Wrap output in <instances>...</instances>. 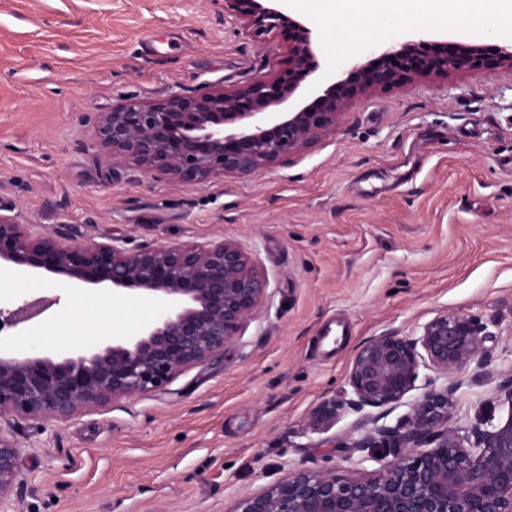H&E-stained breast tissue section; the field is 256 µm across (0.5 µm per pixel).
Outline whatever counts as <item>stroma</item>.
Here are the masks:
<instances>
[{
	"instance_id": "1",
	"label": "stroma",
	"mask_w": 512,
	"mask_h": 512,
	"mask_svg": "<svg viewBox=\"0 0 512 512\" xmlns=\"http://www.w3.org/2000/svg\"><path fill=\"white\" fill-rule=\"evenodd\" d=\"M317 33L320 68L299 97L385 40L512 44V12L451 19L448 10L339 22L319 0H286ZM289 36L257 34L224 0H0V211L30 236L62 229L126 248L231 240L268 281L267 296L223 358L148 396L63 419L0 416L20 450L24 486L11 512H233L289 470L342 465L356 413V350L441 313L496 322L492 364L512 372V68L489 60L378 88L340 123L262 174L204 184L145 173L96 135L100 116L145 101L270 82ZM44 302L0 333V348L43 346L55 359L136 335L153 317L103 284L51 277L0 294V309ZM348 322L332 358L314 349L330 318ZM507 414L489 385L464 387L454 425Z\"/></svg>"
}]
</instances>
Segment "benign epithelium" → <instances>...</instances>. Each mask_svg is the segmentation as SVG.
Instances as JSON below:
<instances>
[{"label": "benign epithelium", "mask_w": 512, "mask_h": 512, "mask_svg": "<svg viewBox=\"0 0 512 512\" xmlns=\"http://www.w3.org/2000/svg\"><path fill=\"white\" fill-rule=\"evenodd\" d=\"M258 33L286 28L288 69L274 83L129 98L97 125L112 157H130L146 172L203 184L220 174L250 177L298 152L335 127L359 95L415 75L448 74L484 65L480 46L383 43L370 59L302 107L283 111L301 82L319 69L312 30L285 13L282 0H224ZM25 275L43 270L72 288L108 283L116 295L150 300L155 317L137 335L110 345L92 343L55 360L30 346L0 350V415L47 420L72 416L110 400L146 396L186 369L224 356L263 303L265 276L229 240L209 245H159L128 250L116 241L86 246L59 230L30 239L26 227L0 213V266ZM41 312L25 303L4 325ZM496 335L480 318L440 314L406 336L386 331L365 342L347 375L351 397L333 414H360L345 460L379 465L376 479L336 469H295L264 490L242 497L233 512H512V377L499 380L485 342ZM425 376L417 389L420 370ZM494 384L508 405L506 419L489 414L465 428L451 424L463 385ZM407 411L392 426L395 409ZM20 450L0 428V509L21 483Z\"/></svg>", "instance_id": "7a95c632"}]
</instances>
